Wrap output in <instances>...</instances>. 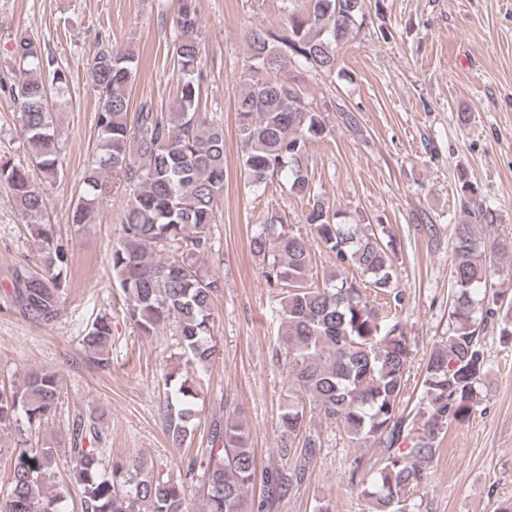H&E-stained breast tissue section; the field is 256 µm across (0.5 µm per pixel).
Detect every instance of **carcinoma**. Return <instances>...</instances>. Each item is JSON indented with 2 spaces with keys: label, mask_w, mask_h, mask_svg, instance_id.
Returning a JSON list of instances; mask_svg holds the SVG:
<instances>
[{
  "label": "carcinoma",
  "mask_w": 512,
  "mask_h": 512,
  "mask_svg": "<svg viewBox=\"0 0 512 512\" xmlns=\"http://www.w3.org/2000/svg\"><path fill=\"white\" fill-rule=\"evenodd\" d=\"M369 0H306L288 12L284 30L266 28L246 34L244 90L235 102L236 138L241 172L254 190H266L288 171V193L305 198L309 233L293 231L280 210L263 216L250 239L269 288L283 294L285 350L290 387L278 420L279 454L287 461L264 475L256 512H276L285 493L301 485L317 458L321 442L304 428L310 408L342 425L356 446L382 449L381 466L359 480L371 512H405L411 490L429 478L436 439L453 421L468 419L477 388L487 371L480 336L482 321L496 323L512 340V296L488 287L493 260L512 252V242L477 233L494 224L493 210L479 187L460 178L463 206L475 223L458 224L453 238V294L445 344L430 355L422 380L421 406L412 417L399 402L411 359V340L401 322H385L368 292L402 308L406 294L396 287L393 246L380 224H342L320 198L306 164L309 143L327 133L322 113L301 90L273 73L295 63L330 73L336 53L366 21ZM173 65L182 75L168 112L152 101L132 105L138 62L129 50L101 44L90 70L97 93V145L88 160L83 191L71 203L73 223L88 224L103 174L123 175L129 196L120 236L112 245V277L125 297L124 317L143 336L175 327L181 357L193 373L205 372L221 354L212 335L220 279L202 263L212 255L213 226L227 179L224 128L200 116L202 40L196 0H176L172 15ZM14 63L24 78L8 87L32 166L43 176L35 183L29 166L0 155V188L24 216L42 213L47 191L61 170L54 108L66 103L69 71L43 55L41 44L22 31L14 37ZM39 243L41 268L17 270L6 303L20 316L49 324L67 288L69 253L54 243L49 224L31 225ZM336 259V271L314 279L312 241ZM83 350L99 368L109 366L112 322L101 314L82 338ZM173 384L164 407L165 434L182 448L198 417L196 392L189 379ZM61 379L52 371H33L16 390L0 391V426L25 422L39 427L55 414ZM70 469L81 487L80 512H186L182 486L159 480L145 470L138 453L99 469L96 449L75 448ZM201 478L207 487L203 512H245V491L257 475L249 445V426L236 408L209 424V447ZM56 463V449L23 441L7 485L0 489V512H65L69 489L49 494L42 475Z\"/></svg>",
  "instance_id": "1"
}]
</instances>
